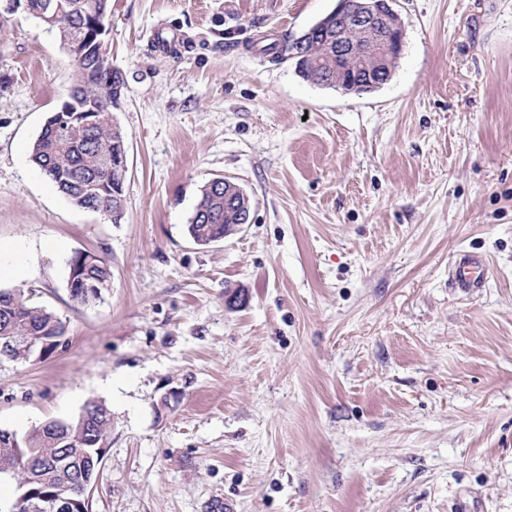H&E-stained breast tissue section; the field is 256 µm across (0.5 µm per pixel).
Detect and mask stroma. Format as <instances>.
Here are the masks:
<instances>
[{
    "instance_id": "35a3bbf8",
    "label": "stroma",
    "mask_w": 512,
    "mask_h": 512,
    "mask_svg": "<svg viewBox=\"0 0 512 512\" xmlns=\"http://www.w3.org/2000/svg\"><path fill=\"white\" fill-rule=\"evenodd\" d=\"M336 0H111L120 223L29 160L74 68L0 9V288L65 325L0 361V427L112 412L90 512H512V0H394L406 37L377 92L304 82L269 48ZM249 224L200 246L202 186ZM111 267L102 301L66 261ZM463 251L494 274L453 288ZM246 300L228 306L227 295Z\"/></svg>"
}]
</instances>
